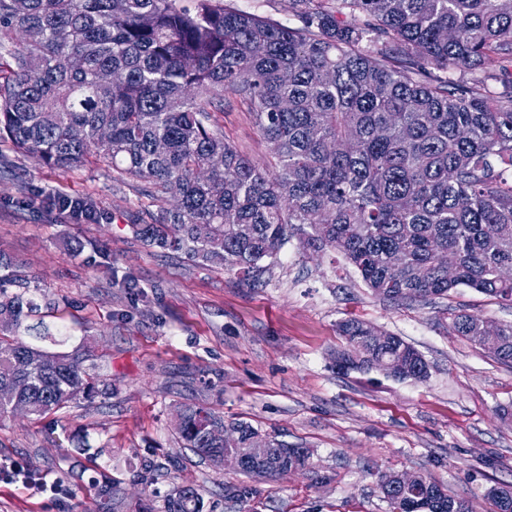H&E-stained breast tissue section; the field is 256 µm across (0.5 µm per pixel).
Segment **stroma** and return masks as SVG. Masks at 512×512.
<instances>
[{"label": "stroma", "instance_id": "35a3bbf8", "mask_svg": "<svg viewBox=\"0 0 512 512\" xmlns=\"http://www.w3.org/2000/svg\"><path fill=\"white\" fill-rule=\"evenodd\" d=\"M216 119L244 154L270 158L242 105ZM0 157L11 162L0 171V251L23 263L68 346L88 342L112 379L105 402L0 419V462L19 469L0 474V512H165L181 486L198 490L204 512H389L377 486L389 471L424 474L491 512L490 488L512 485V419L499 415L512 409V366L448 331L449 309L512 323V305L465 287L433 305L393 303L340 253L311 260L294 239L252 287L144 244L132 224L158 208L108 164L52 170L3 141ZM61 194L93 200L104 219L68 223L51 203ZM351 316L414 346L426 380L338 371L336 325ZM180 404L311 449L312 466L276 480L214 468L177 438ZM104 475L108 499L96 487Z\"/></svg>", "mask_w": 512, "mask_h": 512}]
</instances>
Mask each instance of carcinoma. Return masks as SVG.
<instances>
[{
    "label": "carcinoma",
    "instance_id": "obj_1",
    "mask_svg": "<svg viewBox=\"0 0 512 512\" xmlns=\"http://www.w3.org/2000/svg\"><path fill=\"white\" fill-rule=\"evenodd\" d=\"M292 5L290 26L224 0H0V140L50 168L95 158L149 185L158 213L136 236L253 286L295 237L309 257L340 252L388 301L466 287L512 305V0ZM231 100L276 144L275 169L224 137L214 113ZM41 309L0 252V419L112 396L91 349L58 351L50 326L27 324ZM374 330L343 320L336 355L356 371L428 377L412 345L394 335L378 346ZM448 332L512 365V323L485 339L479 316L450 309ZM174 413L182 447L224 453L223 416L199 404ZM229 426L240 449L259 433ZM271 442L243 473L311 466L309 449ZM378 489L390 512H470L420 473L412 486L382 474ZM490 495L494 512H512L511 487ZM168 512H203L202 497L177 487Z\"/></svg>",
    "mask_w": 512,
    "mask_h": 512
}]
</instances>
